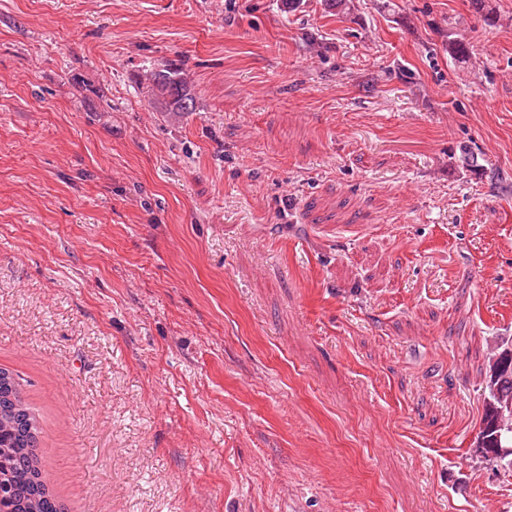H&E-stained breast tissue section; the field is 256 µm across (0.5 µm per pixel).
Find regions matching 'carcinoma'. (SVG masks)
<instances>
[{"mask_svg": "<svg viewBox=\"0 0 512 512\" xmlns=\"http://www.w3.org/2000/svg\"><path fill=\"white\" fill-rule=\"evenodd\" d=\"M448 54L469 58L466 43L448 33ZM152 94L168 112H191L194 97L185 71L168 66L152 74ZM477 448L485 456L512 455V347L489 361ZM42 427L12 372L0 368V512H65L44 479Z\"/></svg>", "mask_w": 512, "mask_h": 512, "instance_id": "cac0c4a2", "label": "carcinoma"}]
</instances>
